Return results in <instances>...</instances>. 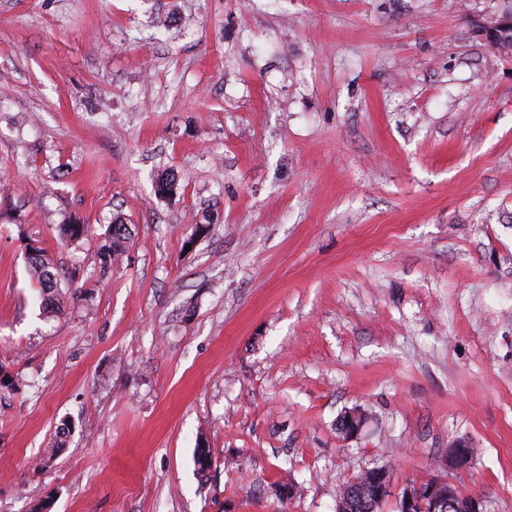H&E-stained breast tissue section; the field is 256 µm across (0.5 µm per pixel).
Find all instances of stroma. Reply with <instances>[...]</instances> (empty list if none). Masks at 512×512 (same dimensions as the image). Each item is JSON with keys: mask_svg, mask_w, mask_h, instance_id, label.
<instances>
[{"mask_svg": "<svg viewBox=\"0 0 512 512\" xmlns=\"http://www.w3.org/2000/svg\"><path fill=\"white\" fill-rule=\"evenodd\" d=\"M511 10L0 0V512H512ZM126 231L127 227L123 221L110 225L108 229L110 243L102 248L103 260L105 262H107L108 259L111 260L112 255L119 254V252L122 251L124 243L129 239ZM41 249H32L29 255V268L33 275L37 277L43 292L46 290H55L58 284V272ZM370 470V469H369ZM369 470L364 471L357 475L353 481H350L343 485L341 489L339 490V496L341 499V512H376L379 505L374 509L373 501L375 499L371 496L370 487H366L365 481H367V476L369 475ZM359 480V482H355ZM353 485H358L361 487V492L363 495L364 503L361 502V500H358V508L355 511L354 509V502L355 497H358L355 491L353 490ZM441 485H447L448 491L442 490ZM425 501L432 503L430 512H487L485 500L481 496L462 494L450 482L411 486L404 491L399 501V512L423 511Z\"/></svg>", "mask_w": 512, "mask_h": 512, "instance_id": "35a3bbf8", "label": "stroma"}]
</instances>
